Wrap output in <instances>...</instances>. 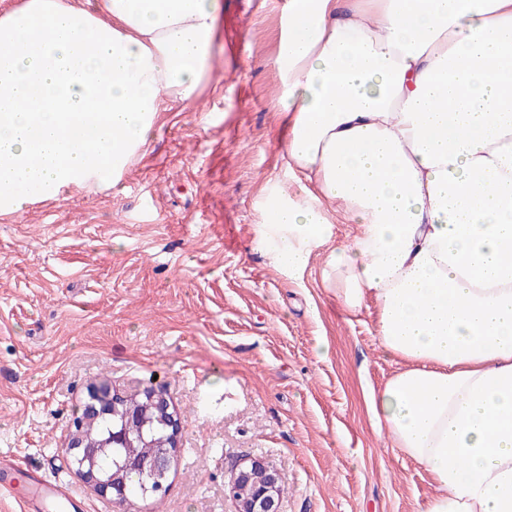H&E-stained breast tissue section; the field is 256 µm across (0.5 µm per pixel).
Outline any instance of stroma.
I'll list each match as a JSON object with an SVG mask.
<instances>
[{"label":"stroma","instance_id":"stroma-1","mask_svg":"<svg viewBox=\"0 0 512 512\" xmlns=\"http://www.w3.org/2000/svg\"><path fill=\"white\" fill-rule=\"evenodd\" d=\"M210 80L161 113L118 185H72L0 215V456L98 495L64 447L89 384L164 392L179 453L161 502L138 512H236V465L282 474L281 512H423L435 486L394 448L369 395L400 369L376 303L349 317L260 243L268 189L295 191L274 66L284 0H221Z\"/></svg>","mask_w":512,"mask_h":512}]
</instances>
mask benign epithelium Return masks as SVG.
Segmentation results:
<instances>
[{
    "label": "benign epithelium",
    "instance_id": "7a95c632",
    "mask_svg": "<svg viewBox=\"0 0 512 512\" xmlns=\"http://www.w3.org/2000/svg\"><path fill=\"white\" fill-rule=\"evenodd\" d=\"M126 397L112 392L104 384L93 383L87 391L85 411L88 414L116 415L121 402ZM149 403L159 413L170 417L169 441L161 442L154 454L145 459L129 458L120 465L116 472L103 479L99 476L96 465L99 448L103 444L88 439L79 428H72L65 452L79 462V476L102 496L123 501L126 491L125 472L165 480L168 478L175 454L172 449L179 447L181 421L172 408L166 395L159 390L149 393ZM229 494L235 500L237 512H280L284 493L283 478L279 471L260 459H251L238 465L228 484Z\"/></svg>",
    "mask_w": 512,
    "mask_h": 512
}]
</instances>
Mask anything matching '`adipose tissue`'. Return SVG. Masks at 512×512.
<instances>
[{
  "label": "adipose tissue",
  "mask_w": 512,
  "mask_h": 512,
  "mask_svg": "<svg viewBox=\"0 0 512 512\" xmlns=\"http://www.w3.org/2000/svg\"><path fill=\"white\" fill-rule=\"evenodd\" d=\"M220 0H22L0 13V213L118 181L211 71ZM275 64L297 192L259 233L377 304L403 369L371 397L432 476L424 512H512V0H287ZM336 212H329V205Z\"/></svg>",
  "instance_id": "1"
}]
</instances>
